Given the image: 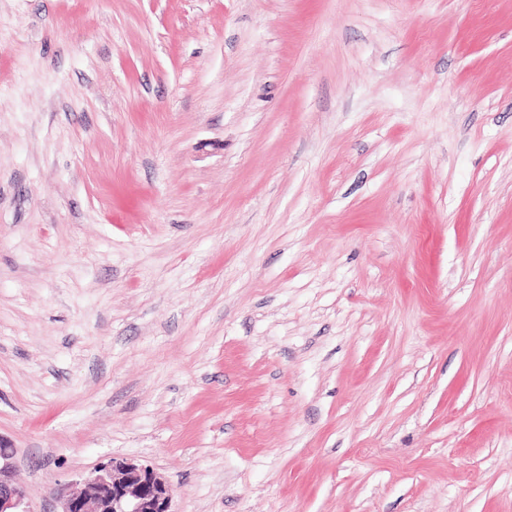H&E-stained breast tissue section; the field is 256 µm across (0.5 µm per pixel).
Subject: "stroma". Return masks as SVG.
Segmentation results:
<instances>
[{
  "label": "stroma",
  "instance_id": "1",
  "mask_svg": "<svg viewBox=\"0 0 512 512\" xmlns=\"http://www.w3.org/2000/svg\"><path fill=\"white\" fill-rule=\"evenodd\" d=\"M0 441L512 512V0H0Z\"/></svg>",
  "mask_w": 512,
  "mask_h": 512
}]
</instances>
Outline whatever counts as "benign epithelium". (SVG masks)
Masks as SVG:
<instances>
[{
    "label": "benign epithelium",
    "instance_id": "7a95c632",
    "mask_svg": "<svg viewBox=\"0 0 512 512\" xmlns=\"http://www.w3.org/2000/svg\"><path fill=\"white\" fill-rule=\"evenodd\" d=\"M15 449L0 442V512H36L27 489L14 478ZM61 512H174L173 489L149 465L111 458L82 480L53 489Z\"/></svg>",
    "mask_w": 512,
    "mask_h": 512
}]
</instances>
